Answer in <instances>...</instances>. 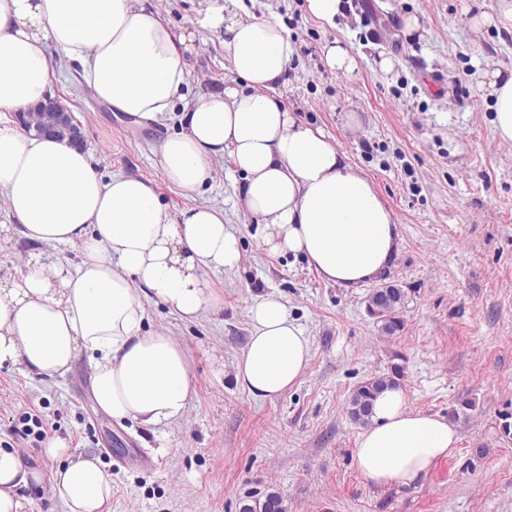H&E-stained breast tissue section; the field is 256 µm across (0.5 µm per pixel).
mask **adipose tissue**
<instances>
[{
	"label": "adipose tissue",
	"mask_w": 512,
	"mask_h": 512,
	"mask_svg": "<svg viewBox=\"0 0 512 512\" xmlns=\"http://www.w3.org/2000/svg\"><path fill=\"white\" fill-rule=\"evenodd\" d=\"M239 3L207 11L235 78L184 105L180 132L157 147L159 166L171 185L193 191L211 178L215 158L230 157L239 207L260 225L264 250L304 257L333 284L375 280L398 252L393 216L325 131L277 96L293 53L288 34L239 16ZM51 48L80 69L97 101L154 122L187 81L193 40L175 36L152 0H0V196L29 243L81 252L77 265L39 257L0 282V368L52 379L84 357L94 400L113 419L172 423L194 395L190 360L174 336L143 331L142 298L185 320L219 313L224 298L205 274L241 269L238 230L212 206L171 215L151 180L103 178L81 148L17 129L11 113L49 91ZM478 87L492 99L496 135L512 142V74L483 73ZM250 320L236 384L255 398L280 397L303 374L310 339L276 297L255 304ZM458 442L445 418L409 410L402 387H390L358 435L355 461L376 486H407ZM42 452L59 463L47 477L0 448V512H29L25 489L45 484L68 512H104L112 482L97 459L74 455L60 437Z\"/></svg>",
	"instance_id": "1"
}]
</instances>
